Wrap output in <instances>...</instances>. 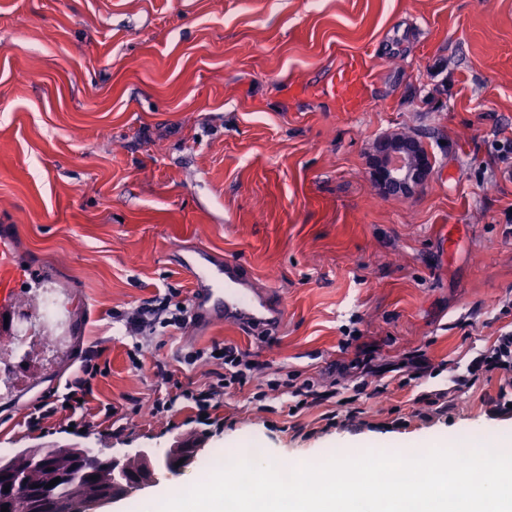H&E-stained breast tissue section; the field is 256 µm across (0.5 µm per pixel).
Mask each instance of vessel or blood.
<instances>
[{"label": "vessel or blood", "mask_w": 512, "mask_h": 512, "mask_svg": "<svg viewBox=\"0 0 512 512\" xmlns=\"http://www.w3.org/2000/svg\"><path fill=\"white\" fill-rule=\"evenodd\" d=\"M370 82L371 69L365 60L354 57L346 62L333 86L339 111H360ZM172 252L190 277L198 330H208L223 320L247 326L278 325L285 320L287 310L278 291L257 287L235 260L184 242ZM39 275V270L23 263L11 238L0 232V337L12 336L11 322L19 314L37 309L38 297L23 294L22 288Z\"/></svg>", "instance_id": "b4317fda"}]
</instances>
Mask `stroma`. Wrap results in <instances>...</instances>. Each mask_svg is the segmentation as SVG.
<instances>
[{"mask_svg":"<svg viewBox=\"0 0 512 512\" xmlns=\"http://www.w3.org/2000/svg\"><path fill=\"white\" fill-rule=\"evenodd\" d=\"M373 66L361 111L330 90L350 57ZM420 140L431 176L410 197L371 178L374 139ZM30 264L64 280L63 302L95 308L81 340L37 345L0 402V456L42 445L122 454L192 433L206 455L243 445L267 463L320 464L348 451L512 439V374L469 375L512 332V0H0V225ZM185 241L224 254L281 292L266 336L221 323L158 329L154 358L213 343L249 352L265 379L297 374L337 395L227 390L197 423L132 367L112 320L167 288L192 286L169 259ZM102 352L106 425L42 437L25 420ZM371 351L384 393L339 365ZM430 364L423 377L405 359Z\"/></svg>","mask_w":512,"mask_h":512,"instance_id":"obj_1","label":"stroma"}]
</instances>
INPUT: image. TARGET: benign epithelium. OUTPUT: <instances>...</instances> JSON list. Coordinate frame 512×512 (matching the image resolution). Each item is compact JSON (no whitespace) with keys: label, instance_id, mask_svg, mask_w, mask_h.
I'll use <instances>...</instances> for the list:
<instances>
[{"label":"benign epithelium","instance_id":"1","mask_svg":"<svg viewBox=\"0 0 512 512\" xmlns=\"http://www.w3.org/2000/svg\"><path fill=\"white\" fill-rule=\"evenodd\" d=\"M370 166L373 183L383 194L408 196L427 183L432 161L418 140L383 136L374 143ZM203 447L200 442L191 448L173 445L163 451L138 448L122 456L86 448L81 458L83 475L89 477L103 468H110L112 482L101 484L85 495L56 499L46 489H29L23 472L13 470L0 472V497L23 499L22 512H104L108 505L155 485L161 472L186 471L196 462ZM132 458L142 463L141 470L134 475L126 469V462Z\"/></svg>","mask_w":512,"mask_h":512}]
</instances>
